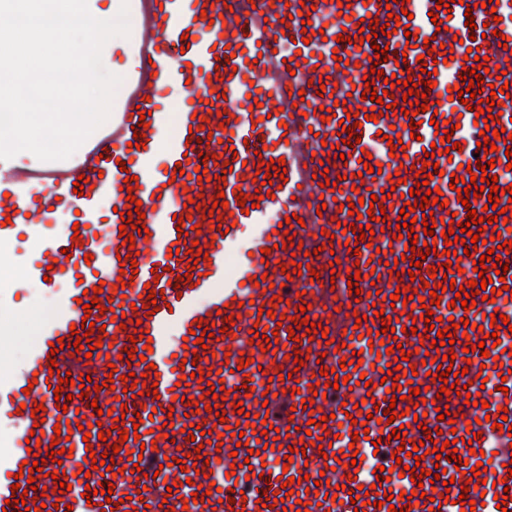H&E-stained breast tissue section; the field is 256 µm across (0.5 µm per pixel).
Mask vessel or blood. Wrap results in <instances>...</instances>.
<instances>
[{
  "mask_svg": "<svg viewBox=\"0 0 512 512\" xmlns=\"http://www.w3.org/2000/svg\"><path fill=\"white\" fill-rule=\"evenodd\" d=\"M436 0H129V11L139 35L129 54L135 65L127 72L125 91L113 105L108 122L88 138L66 164L15 168L0 178V250L12 245L19 226H26L27 241L36 258L25 275H17L12 265L0 262V282L9 293L0 292V347L13 343L10 320L14 292L42 285L56 288L58 280L69 278L68 291L57 298L54 315L44 321L36 341L21 364L0 358V431H7L11 445L0 453V512H298L302 499H309V512H354L352 494L366 487L367 512H388L381 507L387 491L414 489L410 477L399 476L395 465L445 469L451 486L431 481L421 484L425 495L417 506L392 498L399 512H462L460 495L477 501L476 512H497V496H505L512 512V436L499 430L498 422L512 425V331L501 328L500 342L488 355L468 351V344L483 341V329L492 316L512 318V309L501 303L477 301L470 310L453 302L455 293L446 290L433 311L421 307L392 304L397 288L413 285L418 296H428L423 280L438 265L436 254L427 256L425 267L411 269L412 250L423 243L397 238L395 220L405 207V194L416 186L415 167L426 153L439 150L440 175L430 179V187L440 189L445 205H433L437 231L448 230L450 222H467L468 209H482L487 198H471L469 205L457 200L450 189L453 178L467 176L466 168L450 161L443 150L440 122H474L476 131L501 129L497 149L479 151L476 141L464 147L467 155L480 162H493L498 187L512 145V94H503L504 83L512 84V0H499L496 8L482 7L481 0H453L450 9L439 10ZM311 7L310 17H302L301 7ZM408 11V25L398 26L392 35L374 34V24H386L390 16ZM476 25H488L486 38L472 39L467 16ZM367 41H359L358 33ZM386 48L388 58L377 61V48ZM433 48L437 60L435 85L429 98L437 99L435 110L418 112L417 129H410L403 113L393 104L403 101L407 76H418V58ZM478 49L486 57L485 84L498 88L493 99L499 120L478 121L475 112L445 93L448 84L447 58H466L467 68H477V59L467 58L468 49ZM355 60L348 84L335 86L337 59ZM252 65L254 84H246L245 65ZM384 75L374 85L383 90L382 102L363 98L364 78L371 66ZM505 78H498V71ZM396 76L397 85L386 88L384 80ZM183 88L180 109L164 103L167 90ZM341 103L331 106L333 116L323 121L321 106L330 105L331 93ZM254 95L262 103L264 118L254 121L239 111V102ZM302 110H295V103ZM366 115L355 126L353 113ZM353 128L358 144H343V128ZM398 132L402 150L391 151L386 140ZM347 164H339L337 153ZM368 164H361L363 153ZM285 160V175H272L269 185L255 182L259 164L277 158ZM205 166V179H195L197 166ZM382 172L371 175L370 169ZM404 172L401 184H394L396 172ZM186 181H179V173ZM133 183H126V176ZM87 177L90 186L74 193L78 177ZM333 188H326V181ZM390 189L385 200L383 221L370 220L364 199ZM262 193L258 207L239 206V196ZM111 198L113 208L100 207ZM224 206H217V198ZM199 199L201 207L188 211L187 203ZM141 200L145 232L134 235L126 245L119 235L126 224L134 200ZM507 203V223L480 232V245L463 257L461 264L472 266L487 253V239L500 235L512 241V198ZM353 203V213L341 207ZM75 214L77 228H65L58 235L48 228L58 214ZM277 223H266L268 214ZM288 227H279V220ZM370 225L374 236L360 243L349 227L354 220ZM357 251H349V242ZM206 251L200 260L192 245ZM235 258L236 270L226 274L228 258ZM303 264L302 273L286 277L281 268L289 262ZM129 277L124 291H117L119 275ZM358 280L364 295L355 299L348 283ZM307 284L305 294L296 287ZM102 286L91 297L94 286ZM164 294L157 310L147 313L149 288ZM99 301L103 312H86L85 304ZM391 316L398 335L385 339V346L401 344L409 351L398 384L403 397L392 400L382 386V370L394 363L391 354H378L370 347L373 332L382 328L375 309ZM307 312L311 322L328 327V335L293 341L289 328L278 325L275 316L293 317ZM442 318L466 319L475 323L469 335L453 331L452 344L429 349L422 339L429 333L427 314ZM234 325H226L227 316ZM103 327L101 347L91 355L71 349L84 335L83 318ZM277 333V341L257 337V326ZM213 330L204 344L187 343L191 330ZM63 340L59 353L50 344ZM146 349L145 359L124 360L125 347ZM308 352L303 366H296L295 351ZM359 353L369 361L366 369L356 368L350 357ZM454 361H447V354ZM248 366H240L241 357ZM57 374H50V366ZM345 368L350 384L336 385L331 369ZM459 372L460 384L470 394L480 395V405L465 403L463 397L438 398L439 381L431 380L437 368ZM494 368L505 377V391H482L475 378L482 368ZM209 373V382L182 383L183 375L195 370ZM117 379H110V371ZM69 373L71 394L66 410H58L54 390L59 373ZM141 375L146 385L157 388L156 395L135 396L128 392L127 375ZM99 385L95 400L81 398L85 381ZM425 390L413 394L414 387ZM225 389L222 402H214L212 390ZM217 403V412L197 411L195 401ZM42 408V422H34L31 411ZM395 408L394 422H377L375 409ZM455 414V422L438 417L440 408ZM226 420H219V413ZM266 415L263 424L252 423V415ZM319 425L308 428L309 420ZM91 423L90 432L80 423ZM402 425L407 443L391 435L393 425ZM199 426L201 435L187 440L185 431ZM40 427L41 445L28 453L27 441L33 427ZM136 428L137 438L120 441L121 428ZM108 431L107 440H98L99 431ZM65 433L62 448L72 454L62 462L50 461V443L57 433ZM322 438L325 449L302 445L304 435ZM423 444L424 460L411 455L414 444ZM292 454H285V447ZM493 455H485L486 447ZM405 449L395 458L397 449ZM112 453L110 468H93L92 454ZM201 461H193V453ZM467 459L469 466L483 465V476L466 478L459 472L452 454ZM374 457L390 469L389 480L380 482L365 475L353 456ZM44 458L42 472L36 473V487L53 486L55 477L67 476L69 491L49 492L43 502L25 495L23 503L11 500L14 476L24 463ZM172 465H165V458ZM473 490H465V482ZM291 491H284V483ZM94 489L86 499L85 489ZM112 496H104V489Z\"/></svg>",
  "mask_w": 512,
  "mask_h": 512,
  "instance_id": "1",
  "label": "vessel or blood"
}]
</instances>
